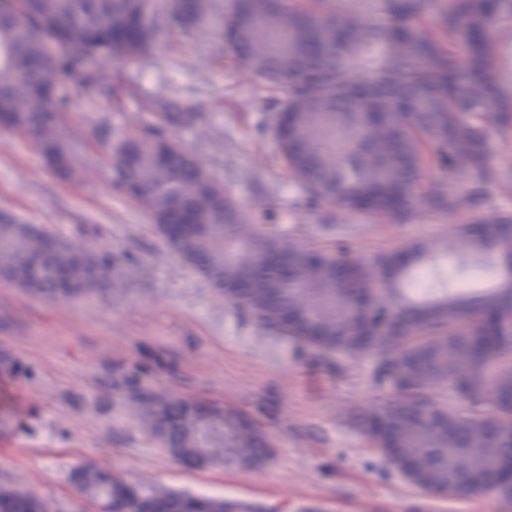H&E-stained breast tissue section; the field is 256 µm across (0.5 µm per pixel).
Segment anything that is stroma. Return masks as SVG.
Segmentation results:
<instances>
[{
  "mask_svg": "<svg viewBox=\"0 0 512 512\" xmlns=\"http://www.w3.org/2000/svg\"><path fill=\"white\" fill-rule=\"evenodd\" d=\"M191 35H162L149 63L108 66L120 100L61 90L72 173L62 177L33 141L0 127V211L54 234L134 260L127 290L58 303L0 282V485L23 487L52 512H92L73 480L87 464L129 481L241 500L254 512H512L496 496L438 499L401 478L355 416L384 395L372 362L298 357L241 323L208 283L178 259L149 213L112 185L113 133L155 122L165 105L203 114L173 137L249 217L270 209L279 227L319 238L340 218L359 250L393 249L448 234L458 219L416 212L402 223L335 207L310 213L275 159L268 103L277 95L222 47L221 16ZM259 420L271 445L261 465L174 460L138 417L130 384Z\"/></svg>",
  "mask_w": 512,
  "mask_h": 512,
  "instance_id": "35a3bbf8",
  "label": "stroma"
}]
</instances>
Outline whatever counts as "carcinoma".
I'll list each match as a JSON object with an SVG mask.
<instances>
[{"label":"carcinoma","mask_w":512,"mask_h":512,"mask_svg":"<svg viewBox=\"0 0 512 512\" xmlns=\"http://www.w3.org/2000/svg\"><path fill=\"white\" fill-rule=\"evenodd\" d=\"M214 0H0V114L71 173L58 89L82 77L90 94L117 88L96 63L150 58L162 34L187 35ZM225 42L256 80L283 94L276 158L308 207L403 222L416 211L465 214L453 235L361 252L344 237L305 246L300 234L253 224L169 126L200 116L162 112L118 131L115 186L140 204L168 248L241 319L316 358L368 356L389 392L359 415L383 455L432 497L497 493L512 457V212L493 190L512 182L493 135L512 136V92L495 69L491 33L512 0H378L338 16L331 0H230ZM444 177L426 189V166ZM130 258L85 249L0 213L7 282L67 302L124 290ZM495 364L484 366L483 355ZM446 387L458 414L435 398ZM131 402L178 461L254 467L262 430L232 411L204 421L192 402L136 393ZM82 495L105 512H233L224 498L132 484L87 466ZM25 488L0 485V512H50Z\"/></svg>","instance_id":"obj_1"}]
</instances>
